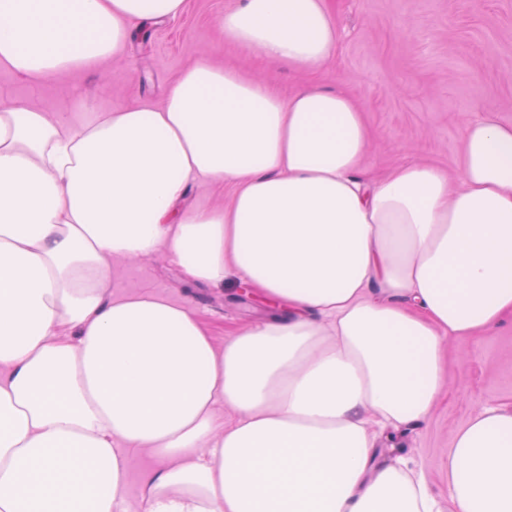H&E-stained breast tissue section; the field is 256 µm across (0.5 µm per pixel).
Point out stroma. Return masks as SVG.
Here are the masks:
<instances>
[{
	"label": "stroma",
	"mask_w": 512,
	"mask_h": 512,
	"mask_svg": "<svg viewBox=\"0 0 512 512\" xmlns=\"http://www.w3.org/2000/svg\"><path fill=\"white\" fill-rule=\"evenodd\" d=\"M235 0H189L178 19L133 39L122 55L98 67L31 82L0 67V97L78 122L124 107L131 93L162 103L172 81L201 54L272 81L284 94L309 82L324 87L346 79L366 108L373 131L363 171L376 179L399 164L422 161L458 183L465 126L480 110L512 123V0H334L342 34L331 65L307 75L272 70L257 57L225 45L218 21ZM116 295L154 292L194 309L216 343L244 325L280 311L259 300L240 301L239 281L215 287L189 281L159 252L111 262ZM446 375L430 416L402 428L391 458L422 469L431 492L448 497V448L453 433L488 405H512V318L493 335L443 343Z\"/></svg>",
	"instance_id": "stroma-1"
}]
</instances>
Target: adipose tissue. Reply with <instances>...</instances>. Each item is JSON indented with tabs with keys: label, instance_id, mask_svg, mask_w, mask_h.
<instances>
[{
	"label": "adipose tissue",
	"instance_id": "ef3b65f1",
	"mask_svg": "<svg viewBox=\"0 0 512 512\" xmlns=\"http://www.w3.org/2000/svg\"><path fill=\"white\" fill-rule=\"evenodd\" d=\"M185 11L0 0V67L99 66ZM220 27L311 74L341 42L332 0H242ZM369 141L353 94L206 59L89 123L0 99V512H116L135 452L158 461L142 512H512V408L456 431L444 501L377 441L431 413L443 338L512 315V124H467L454 191L427 163L359 178ZM210 185L231 204L186 203ZM161 250L286 314L219 344L183 304L112 295L110 259Z\"/></svg>",
	"mask_w": 512,
	"mask_h": 512
}]
</instances>
